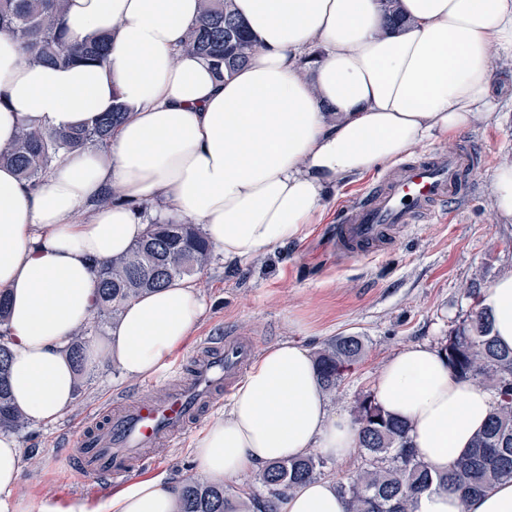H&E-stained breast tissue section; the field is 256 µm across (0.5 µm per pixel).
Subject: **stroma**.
<instances>
[{
  "label": "stroma",
  "mask_w": 512,
  "mask_h": 512,
  "mask_svg": "<svg viewBox=\"0 0 512 512\" xmlns=\"http://www.w3.org/2000/svg\"><path fill=\"white\" fill-rule=\"evenodd\" d=\"M495 65L500 123L479 124L416 150L420 156L428 151L449 153L466 140L478 149L483 176L463 208H446L434 223L413 225L380 255L339 257L331 242L336 213L363 188L377 183L380 174L375 171L338 189L323 221L311 225L304 239L241 264L225 263L222 253H214L210 264L192 277L206 312L177 357L190 356L205 336L250 338L262 351L293 340L314 352L331 337L359 335L366 339L364 357L327 395L332 412L348 414L358 397L372 393L390 357L411 344L443 343L473 305L471 284L486 287L512 271V224L497 221L491 187L493 171L512 160V59L496 57ZM104 341V336L95 337L90 375L78 381L68 413L55 424L32 425L15 435L23 450L15 492L35 506L53 503L65 508L80 501L93 508L102 498L70 467L61 450L90 410L118 396L135 397L147 384L146 379L126 377L104 352ZM193 437L186 432L173 446L155 450L142 477L175 482L195 478Z\"/></svg>",
  "instance_id": "1"
}]
</instances>
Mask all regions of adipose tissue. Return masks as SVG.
<instances>
[{
	"label": "adipose tissue",
	"instance_id": "adipose-tissue-1",
	"mask_svg": "<svg viewBox=\"0 0 512 512\" xmlns=\"http://www.w3.org/2000/svg\"><path fill=\"white\" fill-rule=\"evenodd\" d=\"M198 0H69L74 38L110 36L96 66L26 63L0 33V145L21 124L87 126L113 94L131 107L107 148L62 153L38 188L0 165V292L15 405L35 425L73 406L67 355L98 288L96 265L148 229L139 206L198 225L225 261H247L305 236L337 187L434 139L498 122L493 54L512 57V0H401L406 28L388 32L378 0H234L260 49L217 79L185 50ZM311 78H303L299 60ZM113 204L94 208L105 191ZM492 333L512 348V272L482 293ZM205 313L189 280L128 301L107 341L125 376L156 375ZM375 398L408 422L433 473L451 472L494 407L458 379L441 351L415 344L382 366ZM359 445L353 419L333 414L310 351L287 340L250 365L215 421L192 440L199 476L224 483L311 451L343 461ZM22 450L0 432V512H32L14 489ZM179 485L152 477L115 490L103 512H175ZM335 484L312 480L279 512H345ZM417 512H512V481L468 504L455 492L423 494Z\"/></svg>",
	"mask_w": 512,
	"mask_h": 512
}]
</instances>
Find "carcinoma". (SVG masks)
<instances>
[{"label":"carcinoma","mask_w":512,"mask_h":512,"mask_svg":"<svg viewBox=\"0 0 512 512\" xmlns=\"http://www.w3.org/2000/svg\"><path fill=\"white\" fill-rule=\"evenodd\" d=\"M67 0H0V31L10 33L25 60L60 67L102 64L109 36L70 37L65 24ZM200 11L188 32L185 48L202 57L220 79L244 66L257 51L233 0H199ZM386 25L403 27L399 0H380ZM128 115L118 100L90 126L52 129L33 123L20 126L14 141L0 147V165L13 166L35 187L57 157L79 147H104ZM212 247L194 224L152 222L146 236L128 251L99 265V288L94 301L95 324L73 338L68 347L77 372L85 366L84 350L92 336L103 332L109 320L120 316L126 302L161 288L175 279L203 270ZM7 331L0 332V430L20 431L26 418L10 395ZM454 375L494 393V407L474 448L447 475H433L409 441L406 422L386 413L370 395L353 409L359 447L368 455L366 467L339 486L346 512H415L418 497L432 490H453L461 502L487 484L512 480V350L498 346L492 336L489 313L473 307L440 346ZM365 351V339L341 335L327 341L315 356L319 381L326 392L336 390L349 367ZM323 461L316 453L285 459L265 467L259 483L267 494L249 497L254 512H275L277 502L296 486L314 479ZM175 512H241L240 504L221 485L186 481Z\"/></svg>","instance_id":"carcinoma-1"}]
</instances>
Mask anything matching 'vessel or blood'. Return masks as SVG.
<instances>
[{
	"mask_svg": "<svg viewBox=\"0 0 512 512\" xmlns=\"http://www.w3.org/2000/svg\"><path fill=\"white\" fill-rule=\"evenodd\" d=\"M480 169L471 149L402 164L348 203L334 229L337 254L362 257L386 250L408 225L425 224L448 203L460 204ZM255 352L252 341L204 337L188 366H176L173 385L149 384L134 399H118L87 418L65 452L86 482H119L144 469L152 449L170 445L221 402Z\"/></svg>",
	"mask_w": 512,
	"mask_h": 512,
	"instance_id": "b4317fda",
	"label": "vessel or blood"
}]
</instances>
